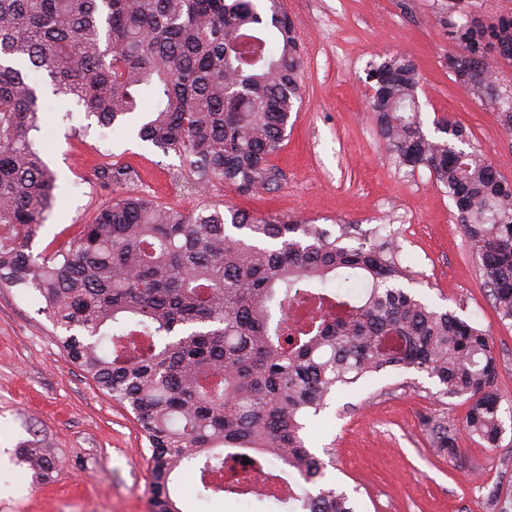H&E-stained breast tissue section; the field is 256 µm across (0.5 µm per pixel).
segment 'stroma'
Wrapping results in <instances>:
<instances>
[{
  "instance_id": "obj_1",
  "label": "stroma",
  "mask_w": 512,
  "mask_h": 512,
  "mask_svg": "<svg viewBox=\"0 0 512 512\" xmlns=\"http://www.w3.org/2000/svg\"><path fill=\"white\" fill-rule=\"evenodd\" d=\"M286 7L304 33L306 93L273 158L283 177L270 190L242 195L216 182L199 196L175 193L178 156L121 132L81 137L83 107L31 72L40 87L41 142L57 177L35 246L66 244L99 209L130 193L185 210L210 204L273 212L334 234L344 224L378 229L397 246L403 288L488 334L505 431L489 447L464 430V398L443 395L426 374L389 369L339 391L307 430L312 452L324 457V480L352 493L359 512H487L492 488L512 512V322L498 318L442 187L426 167L393 162L369 109V65L385 53L411 57L424 77V131L433 133L443 116L462 122L511 180L512 135L448 71V0H286ZM107 164L130 168L134 180L99 187L94 171ZM42 306L33 293L0 289V512H150V453L133 414L69 361ZM429 417L451 428L454 451L439 446ZM33 445L47 450L54 468H29L18 450ZM178 483L182 512L264 509L236 497L203 505L194 476Z\"/></svg>"
}]
</instances>
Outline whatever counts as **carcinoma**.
<instances>
[{
  "label": "carcinoma",
  "mask_w": 512,
  "mask_h": 512,
  "mask_svg": "<svg viewBox=\"0 0 512 512\" xmlns=\"http://www.w3.org/2000/svg\"><path fill=\"white\" fill-rule=\"evenodd\" d=\"M469 4L448 2V69L511 132L499 82L512 65V11L481 20ZM302 47L283 0H0V288L35 292L68 358L134 414L150 450L152 512H182L179 472H199L201 499L240 494L219 448L293 472L305 487L288 498L292 512H356L345 491L317 482L324 463L304 429L336 391L387 368L467 397L464 430L490 447L503 434L488 335L402 288L393 244L373 231L347 246V227L334 237L269 213L189 212L130 195L67 245L34 248L55 176L34 139L30 70L98 127L188 160L186 190L219 181L250 194L282 178L271 158L302 104ZM368 76L391 155L443 186L498 317L512 321V182L461 123L443 117L440 136L424 132L411 59L390 55ZM94 177L110 188L132 172L113 164ZM27 460L54 466L40 448Z\"/></svg>",
  "instance_id": "obj_1"
}]
</instances>
